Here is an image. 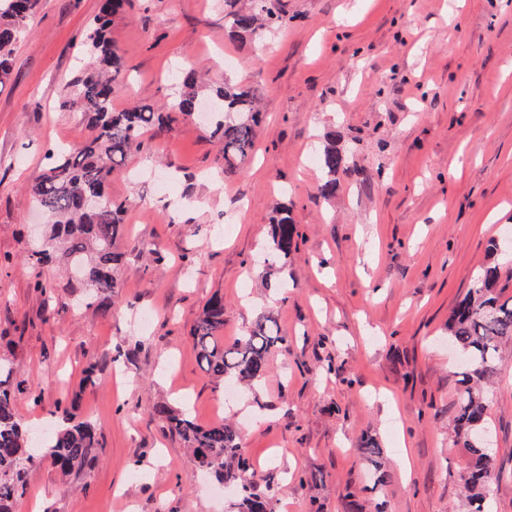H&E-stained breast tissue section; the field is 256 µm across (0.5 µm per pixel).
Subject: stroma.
Segmentation results:
<instances>
[{"label":"stroma","mask_w":512,"mask_h":512,"mask_svg":"<svg viewBox=\"0 0 512 512\" xmlns=\"http://www.w3.org/2000/svg\"><path fill=\"white\" fill-rule=\"evenodd\" d=\"M101 3L40 0L0 85V363L35 441L60 400L101 443L71 489L50 464L29 468L16 512H224V487L153 418L160 402L201 425L243 423L275 512H465L459 364L442 341L492 241L512 235V0H277L287 24L260 39L231 36L224 0H126L110 28L127 68L115 111L163 108L172 74L193 68L213 87L255 88L265 117L235 172L207 126L180 119L112 175L125 263L108 312L86 307L65 264L28 262L45 218L25 194L48 153L90 134L62 95L85 71ZM331 144L344 162L326 200ZM277 205L301 233L282 301L254 262ZM216 293L225 344L267 310L288 339L234 395L192 350ZM499 360L490 494L512 512V342ZM343 163L342 155L336 151V147H327L320 158V166L324 177L318 185V193L324 199H329L336 193V174Z\"/></svg>","instance_id":"stroma-1"}]
</instances>
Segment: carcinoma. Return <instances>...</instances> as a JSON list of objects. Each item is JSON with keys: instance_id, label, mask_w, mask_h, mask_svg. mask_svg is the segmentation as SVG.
<instances>
[{"instance_id": "cac0c4a2", "label": "carcinoma", "mask_w": 512, "mask_h": 512, "mask_svg": "<svg viewBox=\"0 0 512 512\" xmlns=\"http://www.w3.org/2000/svg\"><path fill=\"white\" fill-rule=\"evenodd\" d=\"M40 0H0V83L11 75V57L27 32ZM124 0H103L100 13L86 35V46L94 58L93 68L67 88L63 106L77 108L87 121L90 137L84 143L52 154L44 171L28 194L44 212L47 222L41 248L30 254L38 264L63 258L75 271L76 288L90 297L89 305L110 310L111 298L120 287L122 253L114 244L123 231L125 204H117L106 192L112 173L129 155L142 149L143 134L163 131L172 117L149 105L127 111L112 110V98L125 78V65L110 36L111 16ZM230 7L232 33L254 36L266 27L284 23L275 0H224ZM180 91L170 102L171 110L189 117L205 97L215 119L211 137L220 145L224 171H235L248 159L258 134L261 112L254 93L226 84L208 88L202 74L191 70L179 79ZM342 155L331 146L323 151L320 166L324 177L318 185L321 197L336 193V174ZM299 231L291 210L277 208L270 217L268 250L275 260L288 263L298 250ZM502 269L496 262L486 265L473 288L448 317V338L469 358L461 371L457 411L454 417L456 444L468 449L470 463L463 475L470 512H493L489 488L498 474L495 458L473 440L485 425L487 403L484 387L498 374L499 346L512 340V298L502 297ZM224 299L212 296L204 306L191 337L196 359L217 384L252 385L266 374L272 348L286 343L279 335L273 312L261 313L229 347L224 346ZM75 403L53 404L51 414L61 419L39 455L30 449V434L18 420L10 371L0 370V512H14L25 493L23 474L28 466L47 459L63 476L81 472L95 458L99 440L87 421H74ZM152 416L167 430L181 437L192 452L196 467L212 474L225 487L236 491L225 512H274L273 484L269 493L255 490L249 465L241 454V434L231 422L203 426L166 403L154 406Z\"/></svg>"}]
</instances>
